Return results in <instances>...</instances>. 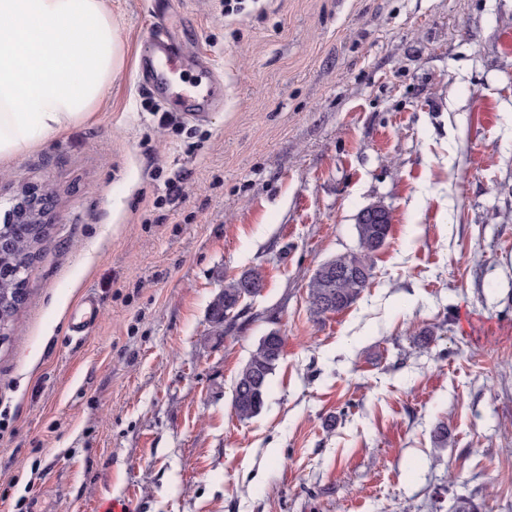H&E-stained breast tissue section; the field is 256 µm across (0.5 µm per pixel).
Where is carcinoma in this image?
I'll use <instances>...</instances> for the list:
<instances>
[{"mask_svg": "<svg viewBox=\"0 0 512 512\" xmlns=\"http://www.w3.org/2000/svg\"><path fill=\"white\" fill-rule=\"evenodd\" d=\"M391 228L389 213L382 223L356 225L357 250L336 255L318 265L307 285L310 310L315 316L342 312L360 298L372 277L373 257L386 244ZM0 236L15 242L14 250L0 253V278L12 279V287L23 293L37 252L47 245L48 235L35 240L31 236V225L17 222L0 224ZM245 284L253 287L255 295H260L265 287L263 271L254 268L238 278L224 281L222 291L211 306L210 322L215 332L223 333L224 324L232 320L231 306L238 301ZM324 301L332 302L333 307H322ZM283 345L284 337L278 334L263 336L240 369L232 397V408L239 420H248L263 408L267 384L282 356Z\"/></svg>", "mask_w": 512, "mask_h": 512, "instance_id": "obj_1", "label": "carcinoma"}]
</instances>
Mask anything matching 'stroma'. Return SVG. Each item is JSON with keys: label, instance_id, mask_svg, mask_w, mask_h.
<instances>
[{"label": "stroma", "instance_id": "obj_1", "mask_svg": "<svg viewBox=\"0 0 512 512\" xmlns=\"http://www.w3.org/2000/svg\"><path fill=\"white\" fill-rule=\"evenodd\" d=\"M156 2L108 0L106 96L0 163V207L37 186L53 217L0 344V512H512V0H184L209 68L182 78L224 80L200 121L140 86ZM372 204L392 232L369 287L314 317L309 279ZM254 267L263 292L214 335ZM243 284L252 286L255 296L260 295L265 287V276L261 269L254 268L245 272L238 278H230L224 281L222 291L215 298L211 306L210 322L215 332L221 334L224 331V324L235 317L233 312L236 310L230 309L235 304L242 291ZM231 315V316H230ZM100 316L99 304L92 299H86L75 312L73 327L78 332H84L86 328L95 324ZM283 345L280 334H266L240 369L232 397V408L239 420L251 419L263 408L267 384L282 356Z\"/></svg>", "mask_w": 512, "mask_h": 512}]
</instances>
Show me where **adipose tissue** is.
Masks as SVG:
<instances>
[{
    "label": "adipose tissue",
    "mask_w": 512,
    "mask_h": 512,
    "mask_svg": "<svg viewBox=\"0 0 512 512\" xmlns=\"http://www.w3.org/2000/svg\"><path fill=\"white\" fill-rule=\"evenodd\" d=\"M107 0H0V162L79 121L120 63Z\"/></svg>",
    "instance_id": "1"
}]
</instances>
